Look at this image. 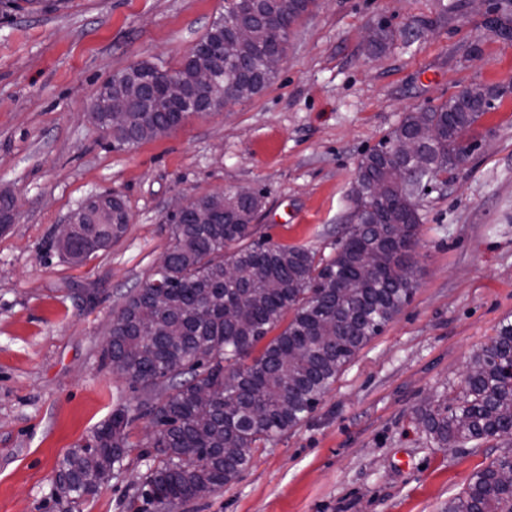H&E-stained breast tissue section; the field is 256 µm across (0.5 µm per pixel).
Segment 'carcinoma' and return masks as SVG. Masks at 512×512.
Masks as SVG:
<instances>
[{
    "label": "carcinoma",
    "mask_w": 512,
    "mask_h": 512,
    "mask_svg": "<svg viewBox=\"0 0 512 512\" xmlns=\"http://www.w3.org/2000/svg\"><path fill=\"white\" fill-rule=\"evenodd\" d=\"M291 2L224 0V14L200 42L224 44V59L214 64V92L242 91L225 103L252 97L273 78L263 61L272 45L287 52ZM239 24L253 27L251 41L237 38ZM393 38L385 23L368 34L375 51ZM152 67H128L103 85L97 99L108 100L113 87ZM498 95L477 85L425 113H406L363 158L357 181L373 185L376 194L353 199L361 209L359 223L345 226L328 257L304 245L255 238L264 199L259 191L249 199L229 190L190 200L191 208L213 212L211 224H192L186 215L170 218L169 264L127 298L104 350L157 425L149 447L158 463L144 483L150 500L170 512L231 483L250 464L253 448L307 419L356 353L411 302L421 221L402 177L409 163L394 145L430 126L424 162L436 183L470 157L473 128L482 116L472 99L490 107ZM180 122L185 119L159 104L153 112L130 113L137 143ZM129 221L120 198L92 196L69 215L72 233L62 250L80 261L118 241ZM157 292L164 302L154 310ZM277 328L280 333L268 338ZM264 339L268 343L252 356ZM414 420L435 448L512 440V323L501 325L472 356L463 380L444 387ZM130 422L126 412L112 413L64 457L56 476L60 497L77 504L109 481L125 457ZM506 469L512 470V451L477 472L448 500L446 512H512Z\"/></svg>",
    "instance_id": "1"
}]
</instances>
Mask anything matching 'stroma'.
<instances>
[{
    "label": "stroma",
    "instance_id": "1",
    "mask_svg": "<svg viewBox=\"0 0 512 512\" xmlns=\"http://www.w3.org/2000/svg\"><path fill=\"white\" fill-rule=\"evenodd\" d=\"M224 0H0V512H158L145 496L150 417L106 364L112 322L170 241L175 196L252 188L258 233L333 253L364 156L415 107L476 84L500 91L484 149L420 200L417 291L301 425L259 446L230 485L175 512H446L507 447L432 448L412 421L501 324L512 323V40L469 0H316L252 98L131 147L87 115L129 66L178 67ZM394 39L373 52L367 32ZM121 195L123 237L83 263L57 225ZM130 449L99 492L68 507L63 458L115 410Z\"/></svg>",
    "mask_w": 512,
    "mask_h": 512
}]
</instances>
